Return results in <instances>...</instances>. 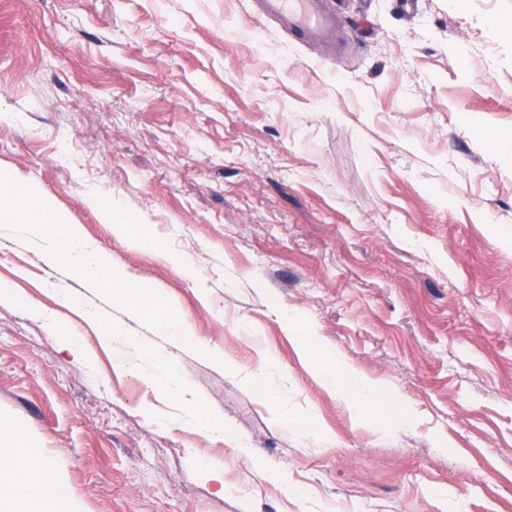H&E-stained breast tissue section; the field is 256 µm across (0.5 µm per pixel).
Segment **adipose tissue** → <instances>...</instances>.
<instances>
[{"label": "adipose tissue", "instance_id": "ef3b65f1", "mask_svg": "<svg viewBox=\"0 0 512 512\" xmlns=\"http://www.w3.org/2000/svg\"><path fill=\"white\" fill-rule=\"evenodd\" d=\"M0 224L25 226L44 243L48 257L63 260L85 282L106 292L110 301L148 317L161 332L179 337L191 335L192 328L183 317L165 306L144 304L134 288L113 279L110 256L88 242L80 225L65 223L60 211L40 195L30 180L0 174ZM317 365L325 383L347 394L354 403L385 407L389 421L395 424L409 419L408 406L368 384L332 351L323 350ZM28 445L22 432L0 425V498L7 502L10 512H32L37 504L44 505L48 512H66V487L29 452Z\"/></svg>", "mask_w": 512, "mask_h": 512}]
</instances>
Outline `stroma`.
<instances>
[{
  "label": "stroma",
  "mask_w": 512,
  "mask_h": 512,
  "mask_svg": "<svg viewBox=\"0 0 512 512\" xmlns=\"http://www.w3.org/2000/svg\"><path fill=\"white\" fill-rule=\"evenodd\" d=\"M337 9L334 52L286 44L255 0H0V171L194 333L159 335L26 230L0 232L22 299L0 300V419L72 512H512V0ZM65 296L107 312L111 346ZM307 334L411 419L356 414ZM159 356L185 388L147 382ZM198 404L233 441L191 424ZM90 201L101 212L103 220L108 224H112V231L115 235L127 237L134 243L141 241L140 236L135 234L132 228L133 225L128 224L127 215L121 212L114 204L112 206V200L109 203L103 202L98 198H93ZM39 317L47 320L52 333L55 335L54 337L59 341L61 350L68 352L80 364L91 362V358L82 341L64 323L54 316L46 315L44 312H40Z\"/></svg>",
  "instance_id": "35a3bbf8"
}]
</instances>
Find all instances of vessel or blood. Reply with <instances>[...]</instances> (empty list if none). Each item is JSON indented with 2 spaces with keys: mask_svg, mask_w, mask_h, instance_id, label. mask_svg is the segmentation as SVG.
Returning <instances> with one entry per match:
<instances>
[{
  "mask_svg": "<svg viewBox=\"0 0 512 512\" xmlns=\"http://www.w3.org/2000/svg\"><path fill=\"white\" fill-rule=\"evenodd\" d=\"M258 5L260 14L275 20L293 40L325 37L340 30L329 0H259Z\"/></svg>",
  "mask_w": 512,
  "mask_h": 512,
  "instance_id": "1",
  "label": "vessel or blood"
}]
</instances>
